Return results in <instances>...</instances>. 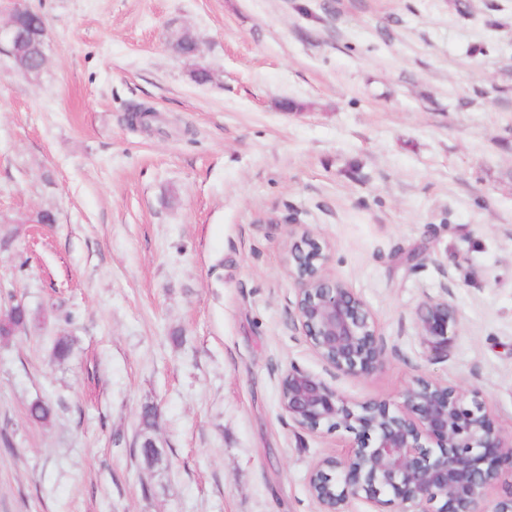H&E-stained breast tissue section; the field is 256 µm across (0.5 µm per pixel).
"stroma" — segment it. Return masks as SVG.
I'll list each match as a JSON object with an SVG mask.
<instances>
[{"mask_svg": "<svg viewBox=\"0 0 512 512\" xmlns=\"http://www.w3.org/2000/svg\"><path fill=\"white\" fill-rule=\"evenodd\" d=\"M24 3L49 46L35 79L0 53V315H33L0 337V512H319L308 472L356 437L288 421L292 365L353 403L441 381L512 435V0ZM294 225L373 313L374 374L295 326ZM432 299L457 315L444 355ZM422 342L433 353L448 352V328L456 321L447 300H430L417 312Z\"/></svg>", "mask_w": 512, "mask_h": 512, "instance_id": "stroma-1", "label": "stroma"}]
</instances>
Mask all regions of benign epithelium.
Instances as JSON below:
<instances>
[{"label": "benign epithelium", "instance_id": "7a95c632", "mask_svg": "<svg viewBox=\"0 0 512 512\" xmlns=\"http://www.w3.org/2000/svg\"><path fill=\"white\" fill-rule=\"evenodd\" d=\"M20 13L17 8L0 23V49L23 37ZM290 235L295 240L287 271L296 288L295 316L311 350L338 372L375 373L383 352L371 310L329 274L327 243L302 226ZM417 316L426 348L448 352V328L456 321L448 301L430 300ZM285 387L280 403L293 424L343 427L358 436L343 456L323 457L309 471L308 489L320 512H348L350 500L360 498L393 504L396 512H512V489L487 498L502 468L512 470V438L494 429L485 404L467 405L448 384L425 378L416 379L395 407L386 399L352 404L322 377L295 366L281 376Z\"/></svg>", "mask_w": 512, "mask_h": 512}]
</instances>
